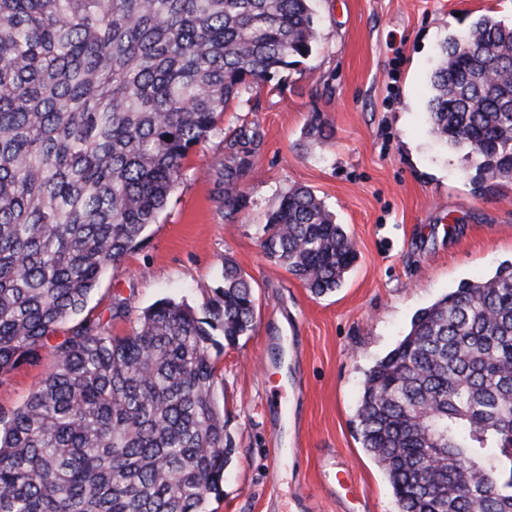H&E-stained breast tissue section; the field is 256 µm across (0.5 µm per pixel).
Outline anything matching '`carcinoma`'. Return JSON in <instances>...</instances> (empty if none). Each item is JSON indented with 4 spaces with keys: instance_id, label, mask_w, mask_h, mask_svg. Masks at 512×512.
Here are the masks:
<instances>
[{
    "instance_id": "1",
    "label": "carcinoma",
    "mask_w": 512,
    "mask_h": 512,
    "mask_svg": "<svg viewBox=\"0 0 512 512\" xmlns=\"http://www.w3.org/2000/svg\"><path fill=\"white\" fill-rule=\"evenodd\" d=\"M315 0H0V379L53 365L0 418V512H207L236 448L214 398V331L252 330L238 264L205 317L161 299L127 336L84 314L102 275L143 241L243 86L309 57ZM429 119L474 159L475 190L512 183V24L482 15L450 35L431 76ZM257 132L226 141L224 209ZM264 254L316 295L357 252L314 192H285ZM363 448L399 512H512V263L417 312L367 373Z\"/></svg>"
}]
</instances>
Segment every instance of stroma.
<instances>
[{
	"instance_id": "35a3bbf8",
	"label": "stroma",
	"mask_w": 512,
	"mask_h": 512,
	"mask_svg": "<svg viewBox=\"0 0 512 512\" xmlns=\"http://www.w3.org/2000/svg\"><path fill=\"white\" fill-rule=\"evenodd\" d=\"M315 9L313 54L242 90L190 154L144 241L86 306L124 336L159 299L204 309L225 258L251 282L253 329L214 356L216 402L237 452L208 512H398L358 432L365 375L418 310L512 261V184L474 192L472 161L437 140L427 109L443 39L484 14L512 23V0H315ZM315 115L331 132L321 143L306 135ZM243 126L258 133L255 162L241 180L248 204L231 214L225 138ZM294 186L311 188L356 243L328 296L261 247L269 213ZM51 363L47 354L1 379L0 413L20 407Z\"/></svg>"
}]
</instances>
